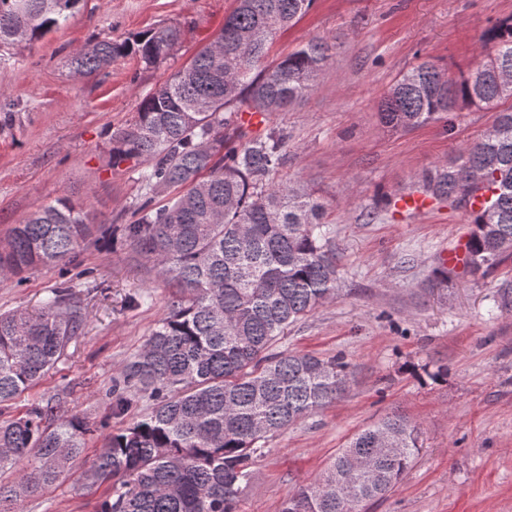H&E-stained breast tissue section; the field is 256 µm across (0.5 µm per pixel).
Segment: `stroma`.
Listing matches in <instances>:
<instances>
[{"instance_id": "35a3bbf8", "label": "stroma", "mask_w": 512, "mask_h": 512, "mask_svg": "<svg viewBox=\"0 0 512 512\" xmlns=\"http://www.w3.org/2000/svg\"><path fill=\"white\" fill-rule=\"evenodd\" d=\"M235 0H80L68 23L32 44L0 49V238L21 217L55 199L83 204L95 224L131 223L143 194L142 162L105 167L113 133L130 124L141 99L219 32ZM512 16V0H316L278 33L268 57L309 39L336 51L314 90L264 121L288 134L280 175L326 206L340 258L338 296L291 325L278 347L324 357L343 354L356 377L346 396L269 439L243 487L238 512H280L295 487L314 480L339 448L393 411L421 431L422 451L387 497L368 512H512V257L483 273L434 271L473 229L463 210L429 201L418 212L379 211L377 193L411 191L414 178L490 128L489 110L394 132L377 103L396 77L431 61L459 74L479 60L482 35ZM172 25L171 57L147 69L136 56L100 74L74 73L68 59L89 42L121 41ZM68 284L84 315L81 335L57 367L21 395L12 412L53 396L99 435L147 411L112 412L109 391L168 312L175 290L124 238L89 235L72 264L0 279V312L37 313L51 288ZM99 446L91 441L70 474L27 498L20 512H90L101 488L77 483Z\"/></svg>"}]
</instances>
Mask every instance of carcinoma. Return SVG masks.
Listing matches in <instances>:
<instances>
[{
	"label": "carcinoma",
	"instance_id": "cac0c4a2",
	"mask_svg": "<svg viewBox=\"0 0 512 512\" xmlns=\"http://www.w3.org/2000/svg\"><path fill=\"white\" fill-rule=\"evenodd\" d=\"M80 0H0V47L33 42L64 25ZM315 0H237L209 44L147 94L135 119L110 138L107 165L136 159L144 200L123 226L178 298L140 351L112 379V410L142 399L147 413L102 438L83 479L106 485L94 512H236L251 465L266 441L342 398L355 380L341 357L275 350L288 326L336 298L338 263L325 205L304 186L276 178L287 136L255 134L239 116L284 112L305 98L335 44L311 39L265 63L270 40ZM180 39L160 26L121 42H91L70 68L91 76L117 57L147 67ZM476 65L452 78L433 62L402 73L378 113L409 131L451 112L496 109L491 128L421 176L423 193L468 212L467 266L478 271L512 255V17L483 38ZM509 107L500 109V106ZM182 192L158 206L171 189ZM485 195L483 209L468 210ZM90 213L68 198L24 216L0 243V278L76 259ZM65 287L41 311L0 313V406L39 384L65 356L84 319ZM91 434L46 398L0 417V512L69 472ZM422 450L420 430L392 412L355 434L324 472L296 487L281 512H365L402 480Z\"/></svg>",
	"mask_w": 512,
	"mask_h": 512
}]
</instances>
